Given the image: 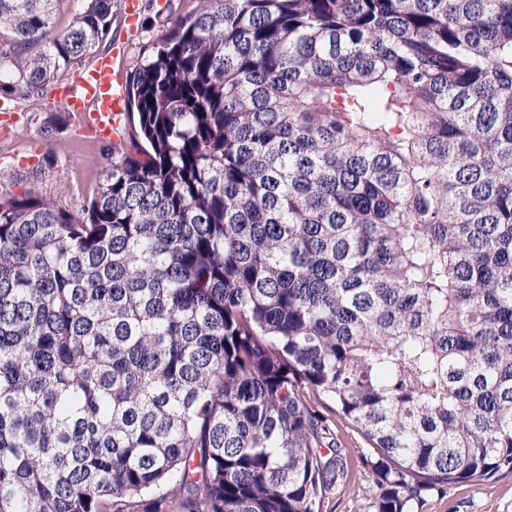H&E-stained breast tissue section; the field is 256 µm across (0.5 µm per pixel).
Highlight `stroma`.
<instances>
[{
  "mask_svg": "<svg viewBox=\"0 0 512 512\" xmlns=\"http://www.w3.org/2000/svg\"><path fill=\"white\" fill-rule=\"evenodd\" d=\"M197 0H140L135 23H128L122 6L112 10L113 40L128 39L125 71H132L147 54L153 41L171 31L178 20L188 17ZM135 27L134 38H127L128 27ZM19 122L10 130L0 129V188L13 193L35 187L78 212L102 180L108 159L105 144L77 127L52 95L15 103ZM55 118L52 136H45L44 125ZM336 434L346 453L350 485L330 495L329 512H374L379 494L375 473L363 457L369 443L352 424L337 420ZM420 512H512V474L476 484L462 482L450 486L446 495H426Z\"/></svg>",
  "mask_w": 512,
  "mask_h": 512,
  "instance_id": "stroma-1",
  "label": "stroma"
}]
</instances>
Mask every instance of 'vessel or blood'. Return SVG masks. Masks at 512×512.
I'll list each match as a JSON object with an SVG mask.
<instances>
[{"label": "vessel or blood", "instance_id": "obj_1", "mask_svg": "<svg viewBox=\"0 0 512 512\" xmlns=\"http://www.w3.org/2000/svg\"><path fill=\"white\" fill-rule=\"evenodd\" d=\"M126 41L115 42L110 54L99 55L73 83L54 88L53 98L80 126L93 127L111 142H119L126 111L121 61Z\"/></svg>", "mask_w": 512, "mask_h": 512}]
</instances>
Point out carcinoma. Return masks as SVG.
Wrapping results in <instances>:
<instances>
[{"label":"carcinoma","instance_id":"1","mask_svg":"<svg viewBox=\"0 0 512 512\" xmlns=\"http://www.w3.org/2000/svg\"><path fill=\"white\" fill-rule=\"evenodd\" d=\"M0 0V105L114 0ZM81 212L0 191V512H325L512 473V0H199ZM336 435L346 448L350 486L338 488L329 496L327 511L374 512L373 505L379 494V487L375 473L363 460L370 445L357 427L340 419L337 415Z\"/></svg>","mask_w":512,"mask_h":512}]
</instances>
